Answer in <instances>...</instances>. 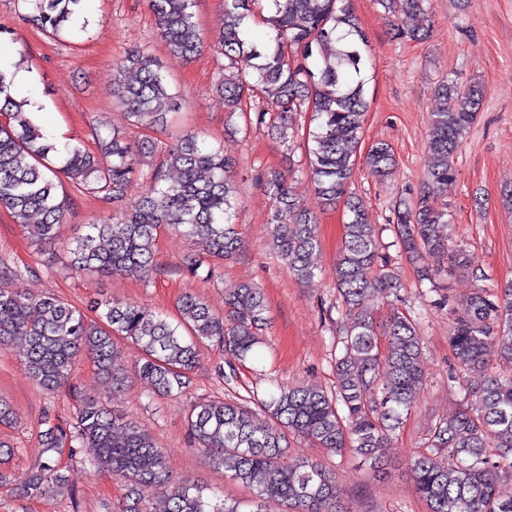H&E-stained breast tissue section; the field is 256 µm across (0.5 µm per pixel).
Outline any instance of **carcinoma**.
<instances>
[{
	"instance_id": "obj_1",
	"label": "carcinoma",
	"mask_w": 512,
	"mask_h": 512,
	"mask_svg": "<svg viewBox=\"0 0 512 512\" xmlns=\"http://www.w3.org/2000/svg\"><path fill=\"white\" fill-rule=\"evenodd\" d=\"M81 2L20 0L25 18L54 37L71 31ZM251 2L224 0V26L213 39V47L227 60L217 82L226 131L239 132L234 116L262 94L275 105L278 122L273 129L287 143L293 115L311 105L317 125L308 149V176L323 204L342 200L351 213L334 268L343 331L333 342L332 388L276 384L256 400L255 410L232 399L191 405L187 428L193 447L251 487L247 501H228L190 481L170 486L168 450L134 419L81 397L68 425L45 414L40 442L48 457L20 476L0 469V489L46 497L66 482L54 455L66 448L75 457L81 449L93 448L95 453L81 463L123 483L120 512H154L137 491L141 485L170 488L163 512H271L273 507L277 512H347L333 473L316 462L288 459L291 436L334 454L352 449L373 474L383 471L386 448L416 403L425 370L417 322L394 307L379 327L373 312L374 301L398 297L401 283L388 264H377L381 242L352 189L368 109L367 41L351 0H270L275 12L266 20L265 39L257 42L248 36ZM378 2L390 12L422 14L427 0ZM149 3L167 50L195 57L204 36L194 21V0ZM11 86L0 69V207L16 223L29 226L36 242L47 244L56 238L64 217V202L56 195L59 176L123 204L120 211L89 225L71 251L72 270L147 277L163 229L205 241L207 256L190 254L183 260L192 277L203 272L212 278L215 264L208 259L224 261L239 252L233 163L224 149L201 146L194 133L180 131L163 166L145 170L138 154L153 152L148 139L137 151L118 132L99 135L97 156L78 146H61L21 112L26 99L15 98ZM436 92L427 181L416 203L397 212L393 225L399 253L433 291L442 274L440 258L451 254L468 263L448 223L442 191L456 177L454 157L483 98L479 86L452 78L441 81ZM114 95L133 122L146 128L166 125L167 115L176 111V95L159 62L143 50L131 52L116 70ZM364 164L379 179L391 176L395 160L389 144L372 146ZM166 168L178 172L176 180L166 182ZM137 179L146 182V189L130 199ZM260 179L273 200L269 225L274 253L289 275L313 280L321 274L314 261L320 247L315 218L300 206L280 173L268 170ZM34 215L40 216L36 224L30 223ZM20 278L19 271L0 267V348L21 342L31 378L50 393L77 395L75 363L82 353L112 390L122 388L127 370L114 362L119 355L115 338L120 336L140 346L142 357L132 371L157 396L186 392L206 341L240 361L258 357L266 302L262 289L252 283L225 298L227 312L222 315L200 297L185 294L171 322L115 298L98 303L101 312L92 320L57 297L9 287ZM448 341L456 361L451 380L458 382L466 403L455 416L431 427V452L410 457L416 492L427 512H512V497L503 499L498 492L500 479L512 476V283L475 288L454 319ZM443 452L445 465L437 460Z\"/></svg>"
}]
</instances>
